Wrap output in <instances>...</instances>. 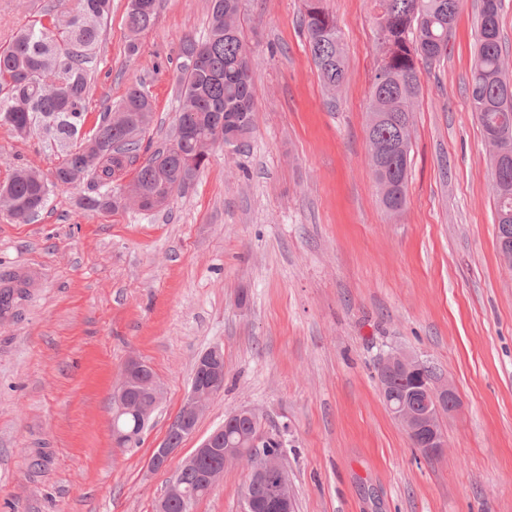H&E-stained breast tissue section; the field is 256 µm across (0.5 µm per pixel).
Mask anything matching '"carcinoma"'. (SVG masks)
Instances as JSON below:
<instances>
[{
    "instance_id": "carcinoma-1",
    "label": "carcinoma",
    "mask_w": 512,
    "mask_h": 512,
    "mask_svg": "<svg viewBox=\"0 0 512 512\" xmlns=\"http://www.w3.org/2000/svg\"><path fill=\"white\" fill-rule=\"evenodd\" d=\"M209 34L200 42L183 40L178 75L180 104L174 133L161 148L141 158L143 139L155 116L143 83L133 82L117 108L103 113L87 133L88 99L94 63L112 0H57L0 46V124L19 138L44 133L53 141L57 164L50 176L19 165L0 184V210L26 224L43 210L51 188L86 187L82 205L116 212L131 206L112 184L133 174L131 185L143 193L142 210L166 206L175 192L190 185L221 146L244 145L252 131L254 67L240 21V0H211ZM380 13L367 136L369 161L380 202L389 213L405 210L411 168L412 110L420 92L418 65L448 55L459 0H378ZM502 0H480L479 47L468 96L487 139L512 132L511 85L502 66L499 11ZM160 0H129L127 51H138L137 37L158 21ZM317 75L329 91L346 80L345 52L336 19L322 0H304L301 21ZM193 160L190 167L187 160ZM497 231L512 228V154L492 168ZM13 277L0 287V314L7 312L18 288ZM224 467V456L200 459L181 469L184 487L195 500L208 494L200 486L204 470Z\"/></svg>"
}]
</instances>
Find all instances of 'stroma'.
<instances>
[{"mask_svg":"<svg viewBox=\"0 0 512 512\" xmlns=\"http://www.w3.org/2000/svg\"><path fill=\"white\" fill-rule=\"evenodd\" d=\"M129 0L112 14L88 124L143 81L162 143L178 108L184 36L205 39L211 0H163L127 52ZM53 0H0V45ZM480 0H461L448 55L421 64L407 207L379 200L366 124L377 68L374 0H324L347 77L321 85L303 0H242L256 73L248 147L216 149L161 210L85 209L54 188L27 224L0 213V277L29 279L0 318V512H154L226 415L256 409L279 436L296 512H512V268L496 244L491 151L468 98ZM38 138L0 126V182L50 173ZM224 351V387L169 467L165 439L198 358ZM395 348L427 360L463 401L446 455L423 458L379 393ZM163 387L138 447L112 441V392L130 358ZM246 464L192 512H243Z\"/></svg>","mask_w":512,"mask_h":512,"instance_id":"obj_1","label":"stroma"}]
</instances>
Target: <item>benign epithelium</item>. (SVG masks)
I'll list each match as a JSON object with an SVG mask.
<instances>
[{
	"instance_id": "7a95c632",
	"label": "benign epithelium",
	"mask_w": 512,
	"mask_h": 512,
	"mask_svg": "<svg viewBox=\"0 0 512 512\" xmlns=\"http://www.w3.org/2000/svg\"><path fill=\"white\" fill-rule=\"evenodd\" d=\"M379 369L387 376L395 373L403 375L402 388L382 385L380 395L391 415L406 432L411 445L425 457L441 458L448 447L447 437L441 426L442 416L457 411L461 406L455 385L432 365L405 350H392L381 356ZM223 385L224 352L219 347H213L199 358L196 375L183 402L186 415L175 422L169 434L173 437L192 435L210 399ZM420 391L426 392L430 397V402L424 407L411 402V397ZM162 398L163 388L149 367L138 358L129 359L121 381L113 389L114 442L120 447H126L135 439V436L119 427V418L128 414L136 415L145 424ZM243 416L255 422L260 421L259 413L252 408L229 414L224 426L201 442L190 461L195 463L202 457L221 452L224 453L226 466L246 458L250 461L253 474L269 480L264 508L269 512H295L288 471L282 462L281 440L267 433L257 434L246 444L224 437L226 425ZM178 449L179 444L173 438L164 439L159 447L153 449L147 464L148 471L155 472L166 468ZM177 501L185 505L189 498L179 480L175 479L156 503L155 512H169L170 506Z\"/></svg>"
}]
</instances>
